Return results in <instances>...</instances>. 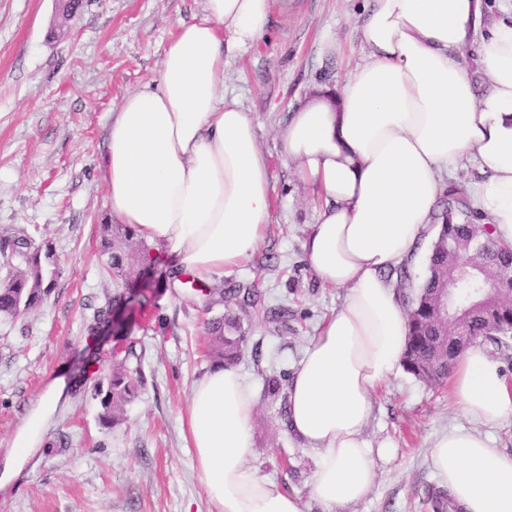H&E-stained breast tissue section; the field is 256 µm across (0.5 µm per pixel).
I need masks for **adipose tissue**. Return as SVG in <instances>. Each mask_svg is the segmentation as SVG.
Wrapping results in <instances>:
<instances>
[{
  "instance_id": "1",
  "label": "adipose tissue",
  "mask_w": 512,
  "mask_h": 512,
  "mask_svg": "<svg viewBox=\"0 0 512 512\" xmlns=\"http://www.w3.org/2000/svg\"><path fill=\"white\" fill-rule=\"evenodd\" d=\"M363 0L366 58L336 87H319L278 131L281 151L320 200L302 248L321 284L345 291L292 378L288 428L318 455L312 493L325 512H348L370 493L365 427L399 371L408 312L390 276L431 231L443 181L463 163L479 178L472 200L492 238L512 244V0ZM272 0H205L180 25L155 85L127 95L112 116L101 165L111 214L174 268L207 280L263 242L273 186L248 112L225 100L224 48L265 34ZM474 47V63L461 50ZM487 79L477 89L472 66ZM54 379L0 453V491L37 453L67 400ZM449 390L471 427L431 445L441 486L465 512H512V454L487 427L512 423V385L485 344L456 359ZM256 398L232 367L190 393L186 417L209 512H302L299 499L247 465Z\"/></svg>"
}]
</instances>
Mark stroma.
<instances>
[{
  "mask_svg": "<svg viewBox=\"0 0 512 512\" xmlns=\"http://www.w3.org/2000/svg\"><path fill=\"white\" fill-rule=\"evenodd\" d=\"M358 4L272 0L263 38L224 55V97L249 112L274 192L260 247L211 278L223 301L207 305L159 258L130 330L90 337L85 319L121 286L105 271L101 245V227L112 221L100 170L112 114L157 79L169 41L180 23L202 17L204 0H89L66 22L55 0H0V232L26 229L58 263L40 304L0 320V449L54 378L72 385L109 371L118 346L142 374L113 426L101 422L92 387L69 392L45 448L0 493V512H208L182 418L192 386L211 369L206 324L222 313L237 317L246 336L236 367L257 402L249 467L297 496L302 512H323L311 488L316 455L288 431L289 390L265 394L264 380L294 374L344 292L318 282L302 253L319 201L282 158L276 132L317 86L342 82L360 61ZM281 306L282 319L265 317ZM467 423L447 386L400 372L378 394L365 430L393 453L377 461L374 487L353 512H431L424 500L439 482L430 446Z\"/></svg>",
  "mask_w": 512,
  "mask_h": 512,
  "instance_id": "stroma-1",
  "label": "stroma"
}]
</instances>
